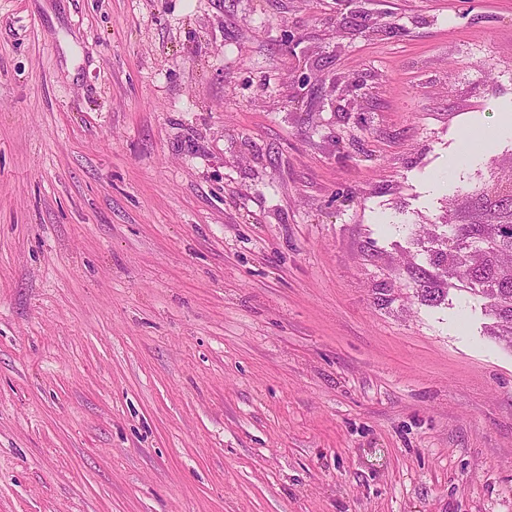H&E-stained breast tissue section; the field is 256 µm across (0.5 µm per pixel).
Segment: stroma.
Wrapping results in <instances>:
<instances>
[{"label": "stroma", "instance_id": "obj_1", "mask_svg": "<svg viewBox=\"0 0 512 512\" xmlns=\"http://www.w3.org/2000/svg\"><path fill=\"white\" fill-rule=\"evenodd\" d=\"M502 112L512 0H0V512H512ZM449 213L436 236L438 247L429 249V261L443 274L444 284L457 282L460 290L479 295L487 300L493 323L490 336L512 349V263L504 256L512 257V231L502 230L499 224H452ZM470 240H483L492 244L487 253L471 255ZM437 276L430 275L425 269L417 268L413 279L415 295L426 306H437L445 301L449 288H437Z\"/></svg>", "mask_w": 512, "mask_h": 512}]
</instances>
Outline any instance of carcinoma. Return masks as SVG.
Masks as SVG:
<instances>
[{"mask_svg": "<svg viewBox=\"0 0 512 512\" xmlns=\"http://www.w3.org/2000/svg\"><path fill=\"white\" fill-rule=\"evenodd\" d=\"M437 248L431 251L430 264L440 270L445 281L457 282L461 290L487 300L493 323L489 334L512 349V231L494 223L440 224ZM415 296L426 306H436L448 289L436 285V277L424 269L414 273Z\"/></svg>", "mask_w": 512, "mask_h": 512, "instance_id": "1", "label": "carcinoma"}]
</instances>
